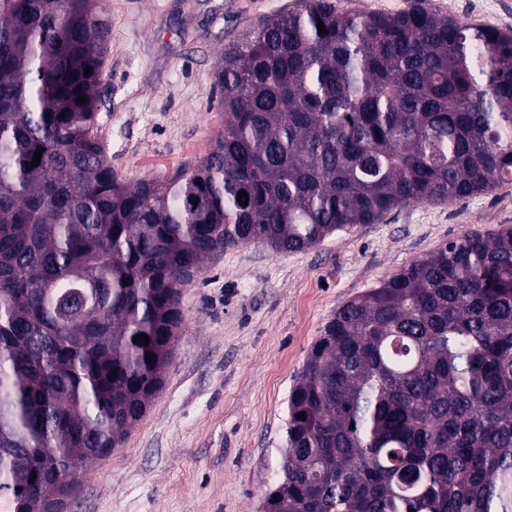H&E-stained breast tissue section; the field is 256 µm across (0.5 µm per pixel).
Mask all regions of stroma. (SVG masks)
<instances>
[{"mask_svg": "<svg viewBox=\"0 0 512 512\" xmlns=\"http://www.w3.org/2000/svg\"><path fill=\"white\" fill-rule=\"evenodd\" d=\"M467 23L512 0H429ZM295 0H104L99 133L115 171L167 178L224 127L222 50ZM512 226V185L396 209L298 253L239 245L181 290L182 335L159 393L112 456L88 464L68 512H261L279 479L288 393L336 310L449 240Z\"/></svg>", "mask_w": 512, "mask_h": 512, "instance_id": "35a3bbf8", "label": "stroma"}]
</instances>
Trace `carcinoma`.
Segmentation results:
<instances>
[{
  "instance_id": "carcinoma-1",
  "label": "carcinoma",
  "mask_w": 512,
  "mask_h": 512,
  "mask_svg": "<svg viewBox=\"0 0 512 512\" xmlns=\"http://www.w3.org/2000/svg\"><path fill=\"white\" fill-rule=\"evenodd\" d=\"M99 2L0 0V512H63L45 468L123 443L212 256L512 183L511 29L428 0H297L221 54L206 158L130 185L98 135ZM281 471L264 512H512V227L336 311L290 391ZM338 6L363 13L398 12L408 7L410 0H331Z\"/></svg>"
}]
</instances>
